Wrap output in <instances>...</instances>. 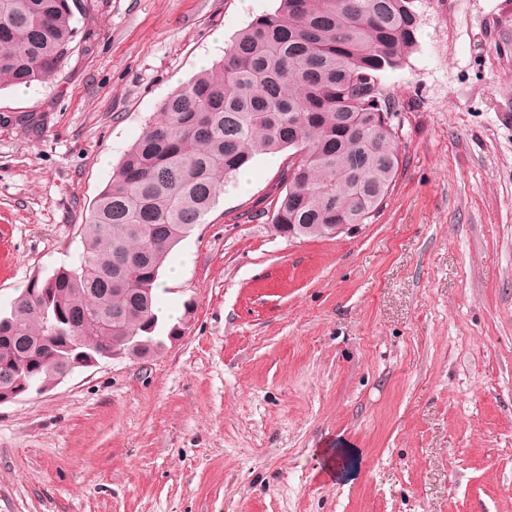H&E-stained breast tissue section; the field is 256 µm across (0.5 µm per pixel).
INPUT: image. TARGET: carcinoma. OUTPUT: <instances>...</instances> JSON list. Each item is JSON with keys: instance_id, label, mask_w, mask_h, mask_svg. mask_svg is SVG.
I'll list each match as a JSON object with an SVG mask.
<instances>
[{"instance_id": "1", "label": "carcinoma", "mask_w": 512, "mask_h": 512, "mask_svg": "<svg viewBox=\"0 0 512 512\" xmlns=\"http://www.w3.org/2000/svg\"><path fill=\"white\" fill-rule=\"evenodd\" d=\"M414 2L279 0L172 92L91 204L71 268L32 280L0 314V386L21 372L38 391L75 372L69 343L90 355L133 343L136 360L161 352L155 285L169 254L260 155L289 153L262 212L276 233L371 222L401 160L380 77L418 44ZM77 34L70 0H0V88L52 80Z\"/></svg>"}]
</instances>
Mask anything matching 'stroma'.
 <instances>
[{"mask_svg": "<svg viewBox=\"0 0 512 512\" xmlns=\"http://www.w3.org/2000/svg\"><path fill=\"white\" fill-rule=\"evenodd\" d=\"M277 6L93 0L58 78L0 90V310L75 261L213 33ZM415 6L380 79L401 165L375 219L294 241L242 221L282 172L257 158L170 256L183 338L0 405V512H512V0Z\"/></svg>", "mask_w": 512, "mask_h": 512, "instance_id": "1", "label": "stroma"}]
</instances>
